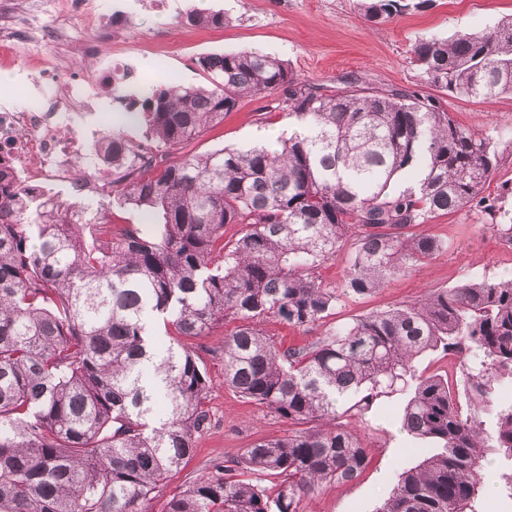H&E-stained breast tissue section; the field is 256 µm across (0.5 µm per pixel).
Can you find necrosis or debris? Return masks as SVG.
Instances as JSON below:
<instances>
[{
	"instance_id": "4bbe7bcc",
	"label": "necrosis or debris",
	"mask_w": 512,
	"mask_h": 512,
	"mask_svg": "<svg viewBox=\"0 0 512 512\" xmlns=\"http://www.w3.org/2000/svg\"><path fill=\"white\" fill-rule=\"evenodd\" d=\"M62 15L77 17L93 32V40L75 38L58 24ZM127 17L119 7L102 13L97 0H0V65L20 66L22 48L32 43L51 54L39 75L47 93L24 105L9 98L0 103V163L13 172L28 198L66 200L67 219L75 224L86 222L87 203L100 201L112 182V159L91 120L104 89L116 88L130 63L115 51L94 77L74 80L63 75L66 55L93 54L111 45L113 28ZM78 160L90 163L81 175L74 171Z\"/></svg>"
}]
</instances>
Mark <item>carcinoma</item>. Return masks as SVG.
Returning a JSON list of instances; mask_svg holds the SVG:
<instances>
[{"label": "carcinoma", "mask_w": 512, "mask_h": 512, "mask_svg": "<svg viewBox=\"0 0 512 512\" xmlns=\"http://www.w3.org/2000/svg\"><path fill=\"white\" fill-rule=\"evenodd\" d=\"M434 0H354L366 20ZM188 25L220 28L194 3ZM427 82L464 99L512 94V17L489 32L422 39ZM206 86L150 85L121 96L144 139L117 128L112 190L88 224L31 207L0 169V512H147L211 425L212 380L182 343L231 317L224 384L288 420L191 482L165 512H304L307 496L358 480L369 448L336 423L408 387L402 425L432 451L402 471L378 512H479L485 454L512 467V277L437 288L420 300L332 327L315 343L277 346L260 325L306 328L343 296H363L445 248L421 231L440 213L481 208L512 242V220L485 203L498 164L492 137L458 124L439 99L329 90L259 51L198 59ZM275 97L298 131L276 148L225 146L168 156L246 99ZM404 176L410 185L394 191ZM143 224L112 229V209ZM240 234L224 241V225ZM356 236L343 288L316 270ZM462 356V379L419 375L426 352Z\"/></svg>", "instance_id": "carcinoma-1"}]
</instances>
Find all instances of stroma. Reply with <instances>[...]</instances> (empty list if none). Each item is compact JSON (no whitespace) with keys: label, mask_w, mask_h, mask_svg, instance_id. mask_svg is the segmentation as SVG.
Segmentation results:
<instances>
[{"label":"stroma","mask_w":512,"mask_h":512,"mask_svg":"<svg viewBox=\"0 0 512 512\" xmlns=\"http://www.w3.org/2000/svg\"><path fill=\"white\" fill-rule=\"evenodd\" d=\"M190 2L169 0L163 11L133 13L119 28L120 46L133 66L123 90L139 87L148 75L158 82L171 79L185 86L203 85L207 76L198 66L200 56L256 50L287 61L301 80L332 90L343 88L347 78L356 75L378 90L410 88L428 94L433 92L431 86L410 62L417 41L488 32L512 15V0H435L428 10L411 9L377 24L360 16L353 0H205L214 9L224 10L231 22L222 28H196L183 18ZM158 45L169 53L162 67L155 61ZM437 95L458 123L492 137L501 161L486 193L512 216V94L489 102L443 92ZM272 104L269 97L244 100L225 115L223 123L208 128L191 143L189 152L203 154L228 145L266 141L269 133L288 126L284 117L272 122L265 119ZM426 231L442 239L446 247L419 269L392 280L373 295L342 298L334 315L310 327L294 328L270 320L263 323V331L284 347L308 345L324 337L329 328L421 299L431 290L463 280L512 275V244L491 228L482 211L468 207L437 216ZM233 328V321L225 320L192 342L200 366L212 380L207 400L212 424L197 435L190 459L150 501V512H164L169 498L208 474L214 462L238 457L258 438L288 433L286 420L225 387L224 337ZM405 400L404 394L396 392L377 398L364 413L338 416V423L352 426L368 446L371 463L358 481L330 485L310 496L304 503L305 512H376L399 474L428 455V448H415L401 427Z\"/></svg>","instance_id":"1"}]
</instances>
